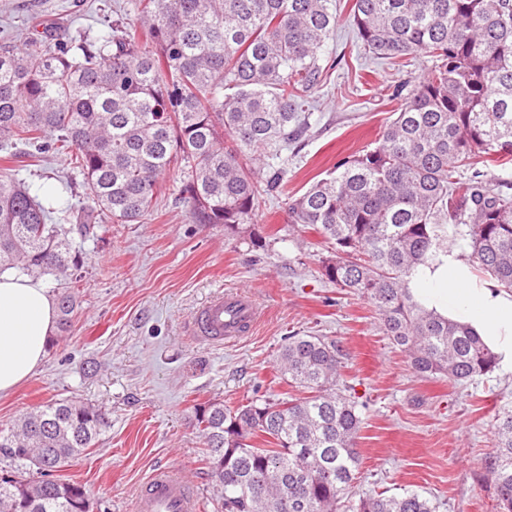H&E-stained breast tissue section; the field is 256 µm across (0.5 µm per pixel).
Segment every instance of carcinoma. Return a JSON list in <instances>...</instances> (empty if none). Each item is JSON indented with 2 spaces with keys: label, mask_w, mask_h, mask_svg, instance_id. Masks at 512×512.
<instances>
[{
  "label": "carcinoma",
  "mask_w": 512,
  "mask_h": 512,
  "mask_svg": "<svg viewBox=\"0 0 512 512\" xmlns=\"http://www.w3.org/2000/svg\"><path fill=\"white\" fill-rule=\"evenodd\" d=\"M129 11L131 21L65 44L50 29L21 48L0 44L4 150L73 152L93 203L73 213L86 234L101 214L117 224L150 215L160 178L180 163L193 223L263 247L255 217L281 194L288 146L310 126L305 105L323 85L336 0H130ZM350 18L372 56L400 66L422 53L433 66L395 93L376 147L288 198L290 223L331 245L322 275L372 303L420 376L463 383L492 372L497 356L468 327L419 307L408 280L462 237L471 262L512 289V197L478 168L512 161V0H353ZM53 214L0 175V271L73 280L81 254ZM75 309V295L60 293L59 332ZM278 361L300 395L196 412L224 512H436L412 491L354 499L363 420L336 340L289 336ZM106 418L95 404L58 400L1 430L0 448L25 471L0 472V512H91L85 488L53 473L95 447ZM259 436L268 447L254 445ZM494 437L485 469L496 512H512V415Z\"/></svg>",
  "instance_id": "carcinoma-1"
}]
</instances>
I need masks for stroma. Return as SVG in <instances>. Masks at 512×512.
<instances>
[{
  "label": "stroma",
  "mask_w": 512,
  "mask_h": 512,
  "mask_svg": "<svg viewBox=\"0 0 512 512\" xmlns=\"http://www.w3.org/2000/svg\"><path fill=\"white\" fill-rule=\"evenodd\" d=\"M127 0H0V43L34 36V20L56 27L61 41L97 34ZM340 0L338 22L321 54L330 69L312 92L315 109L303 141L288 150L286 194L256 218L261 249L220 224L192 223L180 198V167L159 181L153 212L139 224L101 223L87 237L73 234L83 268L69 334L51 338L36 375L0 397V429L35 404L61 399L105 409L109 428L96 448L57 472L85 486L93 512H127L140 482L158 465L182 467L201 492L203 512H221L204 463L196 412L213 401L278 398L289 386L277 370L286 336L315 334L339 342L343 375L363 403L358 448L361 491H415L437 512H495L496 496L484 460L494 450L493 426L512 413V372L464 384L424 378L384 335L373 305L321 276L326 247L309 227L288 222V196L302 194L337 161L375 147L406 89L431 67L428 57L404 67L365 52ZM33 193L54 192V208L85 206L82 178L67 155L42 160L0 151V169ZM253 293L264 313L257 329L220 347L193 344L184 326L217 289Z\"/></svg>",
  "instance_id": "obj_1"
}]
</instances>
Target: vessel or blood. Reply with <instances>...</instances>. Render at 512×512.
<instances>
[{"label":"vessel or blood","instance_id":"obj_1","mask_svg":"<svg viewBox=\"0 0 512 512\" xmlns=\"http://www.w3.org/2000/svg\"><path fill=\"white\" fill-rule=\"evenodd\" d=\"M260 317L261 309L253 294L221 291L195 312L186 328L200 342L231 343L249 334ZM131 512H201V498L183 469L160 466L138 489Z\"/></svg>","mask_w":512,"mask_h":512}]
</instances>
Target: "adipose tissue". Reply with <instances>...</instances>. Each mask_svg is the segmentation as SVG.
I'll list each match as a JSON object with an SVG mask.
<instances>
[{"label":"adipose tissue","mask_w":512,"mask_h":512,"mask_svg":"<svg viewBox=\"0 0 512 512\" xmlns=\"http://www.w3.org/2000/svg\"><path fill=\"white\" fill-rule=\"evenodd\" d=\"M408 288L426 310L469 326L499 364L512 370L511 290L479 277L456 249L419 266ZM55 324V300L41 281L12 270L0 272V395L35 375Z\"/></svg>","instance_id":"1"}]
</instances>
